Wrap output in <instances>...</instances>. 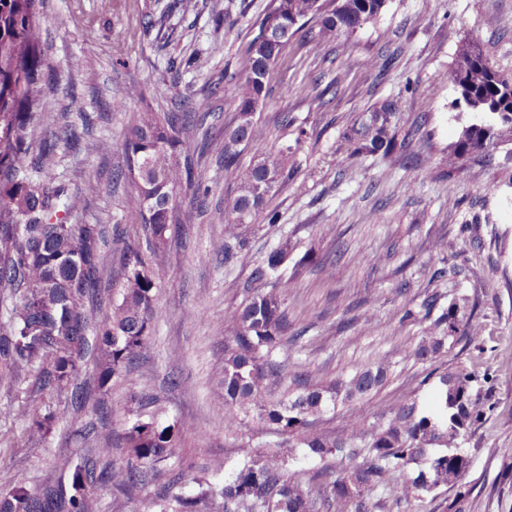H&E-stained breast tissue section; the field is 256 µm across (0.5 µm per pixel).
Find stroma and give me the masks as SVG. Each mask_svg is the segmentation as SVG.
I'll list each match as a JSON object with an SVG mask.
<instances>
[{"label":"stroma","mask_w":512,"mask_h":512,"mask_svg":"<svg viewBox=\"0 0 512 512\" xmlns=\"http://www.w3.org/2000/svg\"><path fill=\"white\" fill-rule=\"evenodd\" d=\"M269 0H228L233 27L213 22L214 0H198L185 13L174 0H37L43 28V99L57 126L76 137L58 153L56 173L67 186L73 224H102L101 282L87 300L92 319L82 371L67 390L42 387L35 375L0 384V492L23 486L34 494L68 484L59 460L78 455L95 468L125 455V405L153 397L164 422L193 423L169 458L124 494L95 483L88 492L96 512H155L161 499L191 493L193 477L222 486L246 446L287 445L286 437L246 418L236 434L224 429V399L215 372L224 360V313L247 298L251 273L266 254L291 242L295 256L316 262L304 269L282 265L271 285L283 292L288 340L276 351L283 376L272 381L281 396L288 378L314 382L349 375L374 360L390 362L386 384L352 405L324 413L319 428L342 434L350 414L368 425L384 422L405 395L421 407L432 402L434 373L459 366L488 373L494 409L486 413L464 451L469 468L462 485L408 501L383 488L369 491L365 512H512V136L503 135L492 158L466 156L448 168V148L474 117L452 106L453 70L461 38L476 40L494 66L512 76V0H388L385 12L353 35L328 45L293 40L274 68L271 94L258 117L267 131L260 150L294 141L293 179L272 206L278 223L240 227L242 249L225 262L214 254L224 235V199L235 183L219 156L224 128L232 123V86L224 73L258 32ZM199 53L207 71L171 72L173 57ZM87 58L94 76L72 68ZM335 95L316 101L330 81ZM144 96L126 111L113 108L130 84ZM207 100L195 120L212 143L207 153L191 148L194 171L210 194L176 192L184 223L168 233L171 261L158 270L152 346L122 379L99 386L97 332L112 311L121 286L124 244L146 248L147 236L129 223L120 142L136 113L177 112L183 95ZM401 101L395 158L351 156L343 134L362 112L388 99ZM294 123L281 127L280 113ZM96 183L97 192L87 190ZM456 206H449V196ZM467 298L476 340L444 346L436 358L405 354L434 314ZM52 407L61 418L48 434L31 436L22 407ZM112 437V457L95 450Z\"/></svg>","instance_id":"1"}]
</instances>
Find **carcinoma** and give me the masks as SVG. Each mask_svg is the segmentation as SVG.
Returning a JSON list of instances; mask_svg holds the SVG:
<instances>
[{"label": "carcinoma", "instance_id": "1", "mask_svg": "<svg viewBox=\"0 0 512 512\" xmlns=\"http://www.w3.org/2000/svg\"><path fill=\"white\" fill-rule=\"evenodd\" d=\"M387 0H270L260 21V32L237 58L228 81L234 85L235 125L224 130L221 156L224 171L235 181L224 199V262L238 256V229L264 218L276 224L279 214L269 202L292 176L297 145L283 142L276 150L255 155L247 164L243 152L265 141L256 118L259 103L270 94L268 80L289 40L306 23L316 43H328L340 34L351 35L378 19ZM42 27L35 0H0V304L10 301L8 317L0 322V382H15L37 371L42 385L65 389L81 371V350L86 345L90 318L84 299L96 288L100 274L99 224H71L65 187L55 173L57 148L69 144L68 133L50 132L39 154L24 166L30 141L38 127H51L42 103ZM454 106L482 114L485 121L462 127L458 140L448 146V172L473 153L488 151L505 132H512V86L487 58L476 40L460 41L455 58ZM399 101L391 98L356 118L344 134L352 144L350 155L381 154L398 148L396 114ZM197 139L190 112H143L121 146L132 190L127 217L147 228L152 247L145 254L126 245L119 298L112 303L110 326L102 331L106 362L101 383L126 374L130 365L150 348L155 316V271L169 261L167 233L181 223L175 191L186 186L193 195L208 196L209 189L193 179L192 160L179 159L181 148ZM292 253L289 243L270 251L255 267L252 281L263 283ZM464 299L448 303L418 343L405 349L415 358L432 359L459 336L480 337L470 323ZM224 428L235 433L248 416L294 441L287 448H249L220 488L195 477V490L175 494L158 503L159 512H314L320 487L305 486L300 473L291 471L295 449L324 459L367 454L368 463L346 470L330 484L327 502L341 512H365L363 495L382 486L397 499L418 497L439 487H453L466 473L463 445L486 410L487 394L480 377L466 369L448 371L435 383V406L419 408L405 396L389 412L387 421L368 430L364 417L349 416L341 436L315 426L324 413L339 403L360 399L380 388L387 377L382 360L347 379L329 384L298 383L295 392L274 398L269 390L272 357L288 330L281 292L258 289L224 315ZM29 430L43 435L56 416L51 410L29 411ZM124 442L127 457L100 477L84 460L67 456L61 467L72 475L71 486L47 489L34 496L23 487L0 494V512H92L85 484L108 481L127 491L142 481L145 468L162 463L172 453L179 434L192 431L188 422L167 424L157 414L143 412L133 398L127 410ZM433 448L448 452L430 454ZM427 469H417L424 457ZM401 472L400 479L393 474Z\"/></svg>", "mask_w": 512, "mask_h": 512}]
</instances>
